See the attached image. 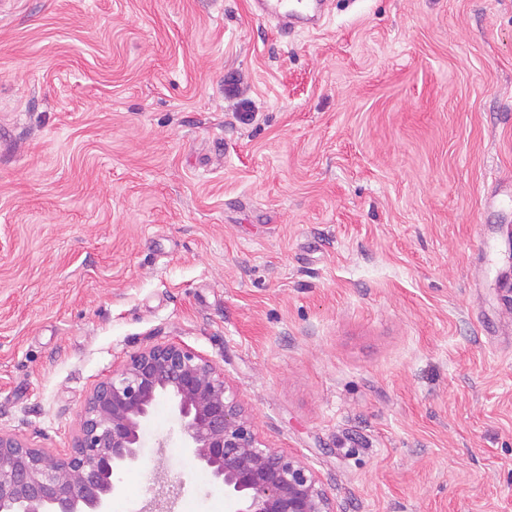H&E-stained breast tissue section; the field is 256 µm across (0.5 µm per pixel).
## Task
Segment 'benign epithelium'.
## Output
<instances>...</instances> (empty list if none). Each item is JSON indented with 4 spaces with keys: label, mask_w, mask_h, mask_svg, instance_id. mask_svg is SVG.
I'll use <instances>...</instances> for the list:
<instances>
[{
    "label": "benign epithelium",
    "mask_w": 512,
    "mask_h": 512,
    "mask_svg": "<svg viewBox=\"0 0 512 512\" xmlns=\"http://www.w3.org/2000/svg\"><path fill=\"white\" fill-rule=\"evenodd\" d=\"M169 403L183 454L224 491V512H343L305 460L266 444L234 384L179 341L147 345L95 384L69 453L0 429V512H108L114 473L142 463V427Z\"/></svg>",
    "instance_id": "benign-epithelium-1"
}]
</instances>
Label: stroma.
Wrapping results in <instances>:
<instances>
[{
    "instance_id": "1",
    "label": "stroma",
    "mask_w": 512,
    "mask_h": 512,
    "mask_svg": "<svg viewBox=\"0 0 512 512\" xmlns=\"http://www.w3.org/2000/svg\"><path fill=\"white\" fill-rule=\"evenodd\" d=\"M171 339L345 512H512V0H0V428ZM142 434L109 512H224ZM254 6L263 18H269L281 26L319 25L326 0H253Z\"/></svg>"
}]
</instances>
